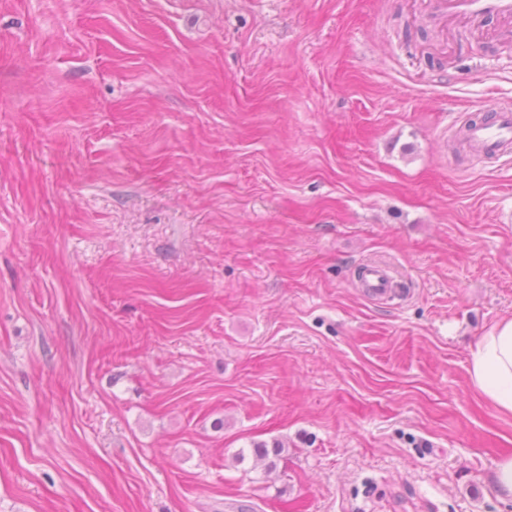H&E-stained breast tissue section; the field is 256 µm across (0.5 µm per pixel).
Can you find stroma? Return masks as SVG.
<instances>
[{
    "mask_svg": "<svg viewBox=\"0 0 512 512\" xmlns=\"http://www.w3.org/2000/svg\"><path fill=\"white\" fill-rule=\"evenodd\" d=\"M510 36L428 0H0V512H512L468 373L512 318V155L459 141L512 102ZM365 285L368 294L379 296L391 288V281L387 271L378 265H370L365 269Z\"/></svg>",
    "mask_w": 512,
    "mask_h": 512,
    "instance_id": "35a3bbf8",
    "label": "stroma"
}]
</instances>
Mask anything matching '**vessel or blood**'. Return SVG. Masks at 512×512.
<instances>
[{
	"label": "vessel or blood",
	"instance_id": "b4317fda",
	"mask_svg": "<svg viewBox=\"0 0 512 512\" xmlns=\"http://www.w3.org/2000/svg\"><path fill=\"white\" fill-rule=\"evenodd\" d=\"M441 8L469 14L477 18L512 15V0H438ZM470 153L483 158H496L512 153V105L500 103L490 116L476 118L463 125ZM365 285L369 295L385 294L391 281L387 271L378 265L365 269Z\"/></svg>",
	"mask_w": 512,
	"mask_h": 512
}]
</instances>
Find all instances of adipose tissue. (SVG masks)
<instances>
[{
  "instance_id": "obj_1",
  "label": "adipose tissue",
  "mask_w": 512,
  "mask_h": 512,
  "mask_svg": "<svg viewBox=\"0 0 512 512\" xmlns=\"http://www.w3.org/2000/svg\"><path fill=\"white\" fill-rule=\"evenodd\" d=\"M469 374L485 399L512 415V319L495 325L471 348Z\"/></svg>"
}]
</instances>
